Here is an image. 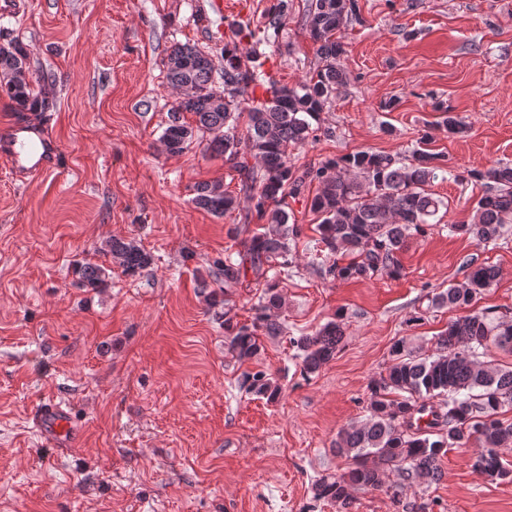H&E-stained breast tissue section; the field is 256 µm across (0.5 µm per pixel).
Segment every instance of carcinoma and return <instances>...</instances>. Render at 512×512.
Wrapping results in <instances>:
<instances>
[{
	"instance_id": "1",
	"label": "carcinoma",
	"mask_w": 512,
	"mask_h": 512,
	"mask_svg": "<svg viewBox=\"0 0 512 512\" xmlns=\"http://www.w3.org/2000/svg\"><path fill=\"white\" fill-rule=\"evenodd\" d=\"M288 17V0H278L265 16L263 37H248L255 44L278 36ZM360 20L356 0H308L305 26L321 66L315 76L295 86L279 85L263 70L260 54L238 45H224V96L211 88V58L188 44H176L168 54L166 78L179 100L169 113L163 139L171 153L183 151L193 137V127L183 113L195 117L198 127L212 134L209 148L224 157V163L239 179V192L253 203L260 230L244 242L238 259L216 261L223 268L224 285L230 286L251 274L267 277L272 263L288 265L289 242L300 234L289 223L287 198L297 196L308 183L317 182L311 210L322 220L320 241L329 254L347 256L324 268L334 281H363L379 272L397 277L402 265L399 254L413 235H423L441 209L443 199L430 192L435 181L447 179L445 156L425 148L402 158L361 150L329 158L316 166L296 169L291 150L317 139L326 105L345 80L337 59L344 52L338 36L349 20ZM27 51L16 43L0 47V95L21 109L46 110L49 103L33 96L26 67ZM266 97H252L255 89ZM257 165H252L249 159ZM485 182V191L473 208L469 222L448 225L453 235L477 244L494 243L505 226L512 224V166L505 164L484 172L469 171L456 179ZM196 207L220 218L240 206V198L224 189L220 181L201 183L193 198ZM108 248L120 260L124 272L134 275L151 264V255L134 241L114 239ZM461 283L433 293L428 306L462 311L434 337L432 353L399 339L391 347L393 364L373 378L366 405L367 418L341 429L336 436V454L353 460L340 474L325 475L313 483L316 500L336 505L337 512H350L352 491L378 489L392 473L398 481L393 503L400 512H426L427 504L402 500L403 492L425 481L436 482L441 473L438 460L451 448L478 442L481 451L473 467L492 481H512V470L501 463L498 449L512 447V422L500 418L512 407V366L481 359V352L494 346L512 352V312L473 311L478 295L492 287L499 271L472 258ZM76 273L84 286L97 287L106 270L84 263ZM283 306L277 285L267 284L264 297L254 306L251 323L240 324L224 316L225 346L232 358L244 364L263 347L262 337L279 336L282 324L274 313ZM345 332L341 314L312 333L291 343L298 350L301 373H316L339 350ZM246 389L269 402L281 394L278 380L270 374H246Z\"/></svg>"
}]
</instances>
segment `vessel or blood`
I'll return each instance as SVG.
<instances>
[{"mask_svg": "<svg viewBox=\"0 0 512 512\" xmlns=\"http://www.w3.org/2000/svg\"><path fill=\"white\" fill-rule=\"evenodd\" d=\"M61 158V145L46 126L17 117L0 123V165L7 167L14 179L24 182L56 170ZM34 424L46 442L57 444L76 438L69 412L55 401L40 406Z\"/></svg>", "mask_w": 512, "mask_h": 512, "instance_id": "vessel-or-blood-1", "label": "vessel or blood"}]
</instances>
